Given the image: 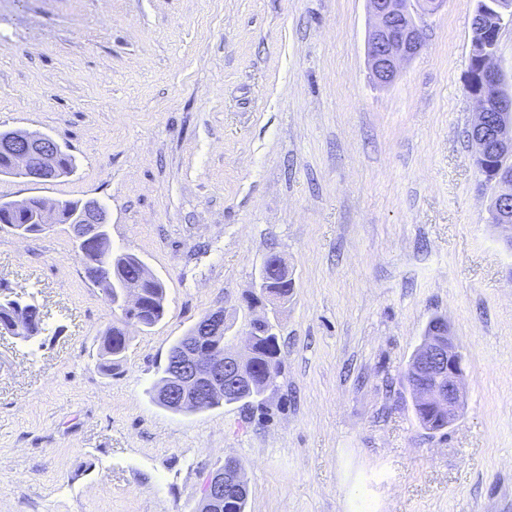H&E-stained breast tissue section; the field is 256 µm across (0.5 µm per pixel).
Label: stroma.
<instances>
[{
    "label": "stroma",
    "instance_id": "35a3bbf8",
    "mask_svg": "<svg viewBox=\"0 0 512 512\" xmlns=\"http://www.w3.org/2000/svg\"><path fill=\"white\" fill-rule=\"evenodd\" d=\"M477 0H444L397 81L369 73L366 0H0V129L54 137L66 177L0 200L89 199L166 314L97 366L113 319L68 225L0 229V286L43 331L0 334V512H197L225 458L247 512H512V249L467 132ZM294 291L251 309L269 254ZM278 325L262 405L185 414L151 388L208 311ZM466 408L418 422L405 378L433 316Z\"/></svg>",
    "mask_w": 512,
    "mask_h": 512
}]
</instances>
